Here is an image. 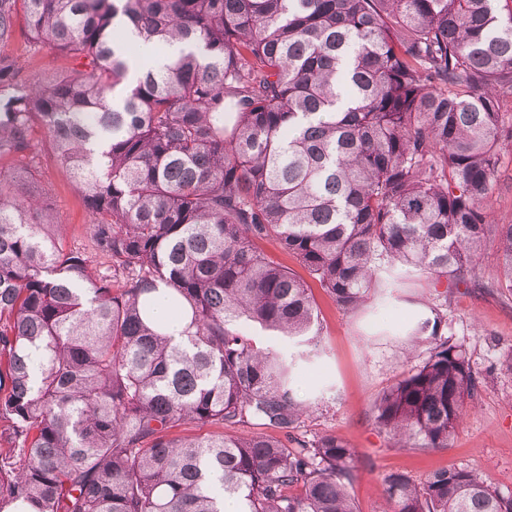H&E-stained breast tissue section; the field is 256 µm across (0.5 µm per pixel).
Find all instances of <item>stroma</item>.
Here are the masks:
<instances>
[{"instance_id": "stroma-1", "label": "stroma", "mask_w": 512, "mask_h": 512, "mask_svg": "<svg viewBox=\"0 0 512 512\" xmlns=\"http://www.w3.org/2000/svg\"><path fill=\"white\" fill-rule=\"evenodd\" d=\"M0 52L19 57L28 73L48 79L71 65L70 59L47 51L29 55L20 41L0 46ZM28 167L36 194L49 204L61 226L64 247L93 257L95 264L109 265V258L94 249L91 214L82 193L56 161L43 133L35 135ZM488 205L497 221L512 223V147L501 153ZM480 273L479 281L465 279L453 285L444 300L423 277L412 274L399 287L372 293L353 312L340 310L321 288H314L319 336L310 352L325 384H312L301 392L309 412L296 436L309 441L333 433L359 450L351 487L357 512H385L384 480L394 471L421 484L435 469L469 468L499 491L512 493V371L502 365L512 353V296L492 287L497 274L495 247L484 251ZM437 315L443 319L444 333L463 345L482 387L446 448L424 449L414 441L403 448L375 426L371 404L412 367L408 342L398 335V328Z\"/></svg>"}]
</instances>
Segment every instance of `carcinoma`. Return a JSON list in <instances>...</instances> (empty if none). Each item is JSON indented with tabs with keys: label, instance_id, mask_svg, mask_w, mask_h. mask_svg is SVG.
Listing matches in <instances>:
<instances>
[{
	"label": "carcinoma",
	"instance_id": "cac0c4a2",
	"mask_svg": "<svg viewBox=\"0 0 512 512\" xmlns=\"http://www.w3.org/2000/svg\"><path fill=\"white\" fill-rule=\"evenodd\" d=\"M500 0H0V44L76 61L46 82L0 55V158L34 125L84 193L109 266L65 249L28 170L0 173V512H356L357 449L288 447L302 358L241 318L315 341L311 286L344 312L413 270L439 288L512 223L486 207L512 146V7ZM23 15L24 27L17 26ZM101 140L98 154L90 145ZM163 283L185 340L148 317ZM442 317L372 403L400 443L448 447L480 378ZM186 423L205 437H172ZM246 424L263 433L236 435ZM390 512H512L475 471L385 478ZM238 326L252 336H256L265 347L275 353L289 351L288 339L278 331L270 328H264L257 323L240 319Z\"/></svg>",
	"mask_w": 512,
	"mask_h": 512
}]
</instances>
